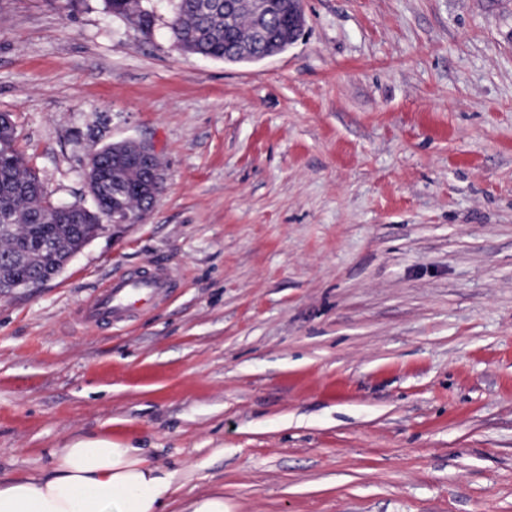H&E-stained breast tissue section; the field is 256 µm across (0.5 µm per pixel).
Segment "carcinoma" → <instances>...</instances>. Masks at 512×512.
<instances>
[{"label":"carcinoma","instance_id":"carcinoma-1","mask_svg":"<svg viewBox=\"0 0 512 512\" xmlns=\"http://www.w3.org/2000/svg\"><path fill=\"white\" fill-rule=\"evenodd\" d=\"M108 11L126 18L139 30L155 22L145 0H105ZM173 45L186 53L224 60L236 47L250 43L247 24L224 29L221 0H176L169 21ZM14 130L0 129V278L24 282L34 276H49L66 258L80 251L106 230L112 208V192L120 191L128 211L145 219L151 202L142 188L141 173L125 159L112 154V145L99 150L102 185L95 207L83 224H51L46 217L56 203L48 200L36 173L14 149Z\"/></svg>","mask_w":512,"mask_h":512}]
</instances>
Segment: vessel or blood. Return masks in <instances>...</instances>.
<instances>
[{
    "mask_svg": "<svg viewBox=\"0 0 512 512\" xmlns=\"http://www.w3.org/2000/svg\"><path fill=\"white\" fill-rule=\"evenodd\" d=\"M178 286L177 274L168 267L148 265L113 275L84 303L79 317L85 324L109 328L133 321L152 310Z\"/></svg>",
    "mask_w": 512,
    "mask_h": 512,
    "instance_id": "1",
    "label": "vessel or blood"
}]
</instances>
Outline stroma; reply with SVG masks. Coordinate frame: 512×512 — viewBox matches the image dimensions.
<instances>
[{
  "instance_id": "35a3bbf8",
  "label": "stroma",
  "mask_w": 512,
  "mask_h": 512,
  "mask_svg": "<svg viewBox=\"0 0 512 512\" xmlns=\"http://www.w3.org/2000/svg\"><path fill=\"white\" fill-rule=\"evenodd\" d=\"M104 0H0V112L56 203L166 164L145 220L0 292V475L145 449L174 512H512V0H304L283 53L177 51ZM178 294L87 329L119 270ZM180 512H227L224 510V494L209 493L188 503Z\"/></svg>"
}]
</instances>
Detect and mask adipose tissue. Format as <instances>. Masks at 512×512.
Masks as SVG:
<instances>
[{"mask_svg":"<svg viewBox=\"0 0 512 512\" xmlns=\"http://www.w3.org/2000/svg\"><path fill=\"white\" fill-rule=\"evenodd\" d=\"M173 476L140 449L86 437L37 475L0 478V512H166Z\"/></svg>","mask_w":512,"mask_h":512,"instance_id":"1","label":"adipose tissue"}]
</instances>
